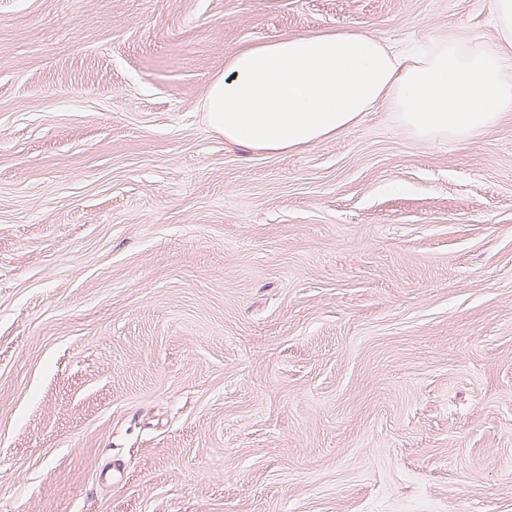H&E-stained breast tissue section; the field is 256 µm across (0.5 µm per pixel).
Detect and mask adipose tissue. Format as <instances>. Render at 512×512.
<instances>
[{
	"label": "adipose tissue",
	"instance_id": "1",
	"mask_svg": "<svg viewBox=\"0 0 512 512\" xmlns=\"http://www.w3.org/2000/svg\"><path fill=\"white\" fill-rule=\"evenodd\" d=\"M500 48L463 31L411 55L371 34L281 37L229 56L205 99L225 139L279 150L317 144L385 107L423 140H466L512 113V0H493Z\"/></svg>",
	"mask_w": 512,
	"mask_h": 512
}]
</instances>
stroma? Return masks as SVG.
<instances>
[{
    "mask_svg": "<svg viewBox=\"0 0 512 512\" xmlns=\"http://www.w3.org/2000/svg\"><path fill=\"white\" fill-rule=\"evenodd\" d=\"M492 0H0V512H512V121L212 129L235 52Z\"/></svg>",
    "mask_w": 512,
    "mask_h": 512,
    "instance_id": "obj_1",
    "label": "stroma"
}]
</instances>
